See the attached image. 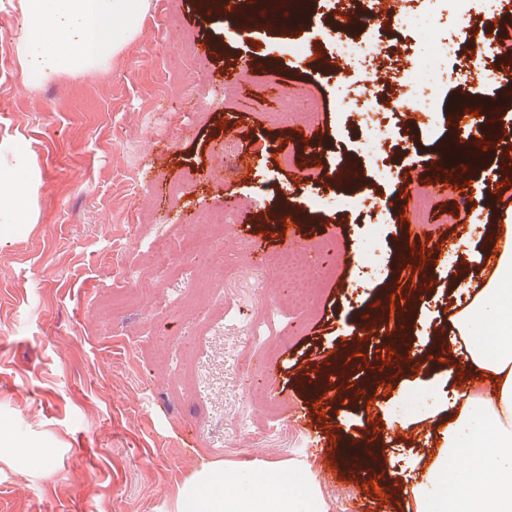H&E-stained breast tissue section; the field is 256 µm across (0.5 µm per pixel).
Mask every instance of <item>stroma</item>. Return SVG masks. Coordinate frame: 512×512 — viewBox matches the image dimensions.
Returning <instances> with one entry per match:
<instances>
[{"label":"stroma","instance_id":"35a3bbf8","mask_svg":"<svg viewBox=\"0 0 512 512\" xmlns=\"http://www.w3.org/2000/svg\"><path fill=\"white\" fill-rule=\"evenodd\" d=\"M15 0H0V139L33 155L41 176L35 223L0 227V447L42 448L52 458L43 475L22 478L0 465V512H179L181 492L202 465L225 472L245 463L264 471L295 467L313 476L326 512H353L368 495L373 471H328L321 454L304 456L305 434L323 450L374 440L389 497L378 512H408L409 460L425 446L419 424L403 420V393L425 388L448 394V363L437 344L448 334L453 291L487 243L499 212L512 211V187L494 176L464 173L463 190L439 192L437 207L465 205L461 224L413 232L412 212L397 205L416 184L438 177L423 153L457 147L462 115L381 108L391 134L378 158L360 149L359 90L377 77L382 94L397 90L419 48L415 31L384 19L366 30L379 44L370 68L338 63L332 41L303 39L321 56L304 68L294 38L235 21H210L196 0H150L137 36L109 60L105 72L81 70L32 80L13 45L22 31ZM414 13L434 18L441 40L482 26L485 0H473L468 20L437 0H412ZM439 62L443 99L494 98L476 87L468 56ZM291 74V93L322 103L304 129L268 123L266 99L254 93L268 65ZM349 96L339 100L338 87ZM244 127V148L263 152L250 175L225 176L223 122ZM298 151L295 166L278 163L282 142ZM360 169L359 206L319 214L307 201L339 192L338 171ZM238 202L234 223L186 229L184 217ZM299 217L296 243L325 244L353 254L350 267L323 279L314 311L279 309L272 268L254 250L281 249L280 216ZM378 224V267L357 256L369 225ZM164 229L170 268L150 260L144 239ZM447 257L422 270L395 261L399 245L442 244ZM139 270L138 280L124 277ZM377 302L394 303L382 331L358 339L359 315ZM111 307L112 319L98 313ZM402 331L428 371L380 377L378 351ZM207 345L185 357L199 335ZM270 345L280 366L276 382L256 377L261 396L245 391L240 357ZM180 376H172L175 362ZM344 363L339 385L314 384L313 368ZM324 404L307 430L289 428L274 402Z\"/></svg>","mask_w":512,"mask_h":512}]
</instances>
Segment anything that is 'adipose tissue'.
Instances as JSON below:
<instances>
[{
	"mask_svg": "<svg viewBox=\"0 0 512 512\" xmlns=\"http://www.w3.org/2000/svg\"><path fill=\"white\" fill-rule=\"evenodd\" d=\"M22 32L14 52L22 70L42 76L104 69L138 33L148 0H17ZM40 174L20 143L0 140V223L37 218ZM466 298L453 314L448 348L474 371L475 382L447 406L431 401L418 413L432 444L414 461L415 512H512V249L488 248L482 266L461 282ZM495 389L485 394L480 383ZM179 512H324L302 490L296 471L265 477L196 472Z\"/></svg>",
	"mask_w": 512,
	"mask_h": 512,
	"instance_id": "obj_1",
	"label": "adipose tissue"
}]
</instances>
